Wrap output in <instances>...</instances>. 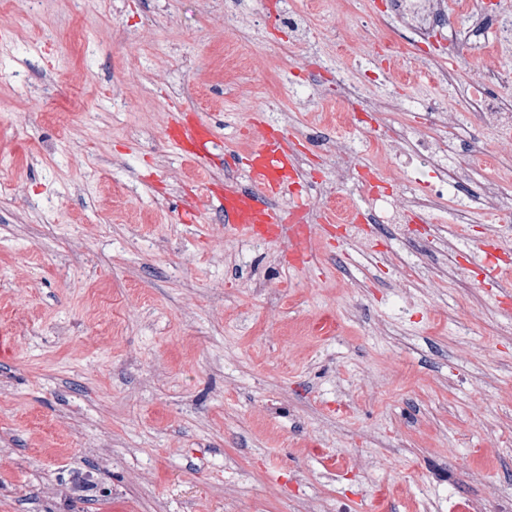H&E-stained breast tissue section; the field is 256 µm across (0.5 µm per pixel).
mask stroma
I'll list each match as a JSON object with an SVG mask.
<instances>
[{
  "instance_id": "1",
  "label": "stroma",
  "mask_w": 512,
  "mask_h": 512,
  "mask_svg": "<svg viewBox=\"0 0 512 512\" xmlns=\"http://www.w3.org/2000/svg\"><path fill=\"white\" fill-rule=\"evenodd\" d=\"M295 10L298 41L279 14ZM382 0H0V512H512V312L455 220L313 242L225 228L200 193L243 187L249 128L295 138L312 198L339 191L309 135L350 138V176L420 104L467 90L469 45L411 41ZM381 37L454 65L404 81ZM405 100L371 128L327 121L337 72ZM213 132L207 172L174 123ZM196 220L184 223L185 200ZM334 337L315 336L324 314ZM313 230L311 224H292L289 226L287 241L293 264L303 265L309 261V244Z\"/></svg>"
}]
</instances>
